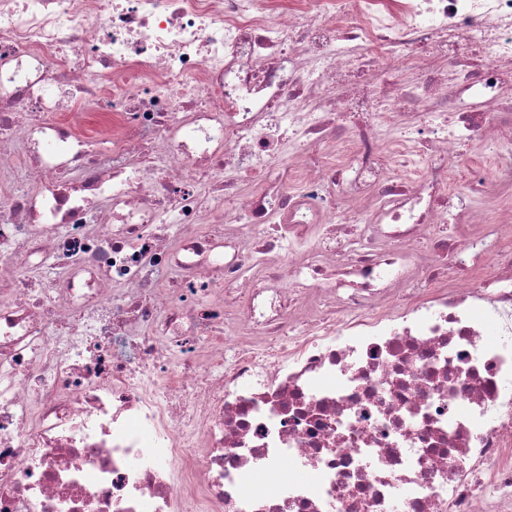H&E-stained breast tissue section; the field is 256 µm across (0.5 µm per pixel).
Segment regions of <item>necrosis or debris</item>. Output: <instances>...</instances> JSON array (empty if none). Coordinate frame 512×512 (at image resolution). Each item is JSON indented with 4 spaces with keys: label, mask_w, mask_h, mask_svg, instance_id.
Masks as SVG:
<instances>
[{
    "label": "necrosis or debris",
    "mask_w": 512,
    "mask_h": 512,
    "mask_svg": "<svg viewBox=\"0 0 512 512\" xmlns=\"http://www.w3.org/2000/svg\"><path fill=\"white\" fill-rule=\"evenodd\" d=\"M483 141L512 0H0V512H512Z\"/></svg>",
    "instance_id": "1"
}]
</instances>
